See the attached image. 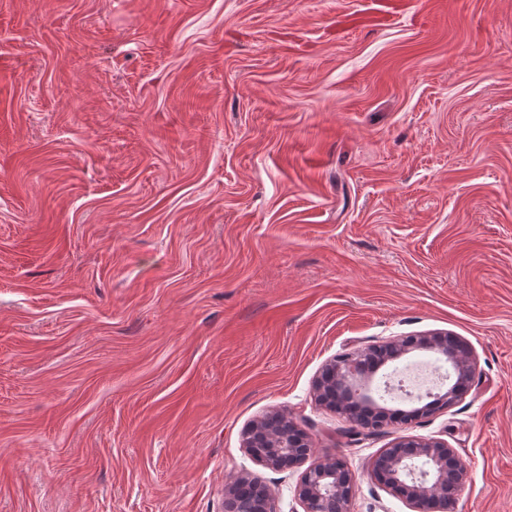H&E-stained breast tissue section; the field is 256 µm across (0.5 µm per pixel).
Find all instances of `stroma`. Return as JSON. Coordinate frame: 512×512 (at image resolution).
Returning a JSON list of instances; mask_svg holds the SVG:
<instances>
[{
    "instance_id": "stroma-1",
    "label": "stroma",
    "mask_w": 512,
    "mask_h": 512,
    "mask_svg": "<svg viewBox=\"0 0 512 512\" xmlns=\"http://www.w3.org/2000/svg\"><path fill=\"white\" fill-rule=\"evenodd\" d=\"M0 0V512H224L288 413L351 512L402 436L512 512V0ZM445 330L453 407L357 435L334 356Z\"/></svg>"
}]
</instances>
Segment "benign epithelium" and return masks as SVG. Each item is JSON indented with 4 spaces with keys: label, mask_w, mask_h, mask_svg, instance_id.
Listing matches in <instances>:
<instances>
[{
    "label": "benign epithelium",
    "mask_w": 512,
    "mask_h": 512,
    "mask_svg": "<svg viewBox=\"0 0 512 512\" xmlns=\"http://www.w3.org/2000/svg\"><path fill=\"white\" fill-rule=\"evenodd\" d=\"M416 351L450 364L456 380L433 404L396 414L379 405L369 385L379 367ZM475 373L476 361L470 347L446 331H434L397 336L331 359L316 381L315 392L319 402L345 413L356 434H372L390 424L408 426L437 410L454 406ZM243 446L269 469H302L295 497L303 512H350L352 472L336 457L306 465L312 455L310 440L287 413L271 412L255 420L244 432ZM419 460L426 462L423 476L407 480L410 463ZM375 476L403 496L412 512H455L466 470L447 442L405 436L384 449L375 466ZM271 505L268 488L246 475L224 486V512H271Z\"/></svg>",
    "instance_id": "1"
}]
</instances>
